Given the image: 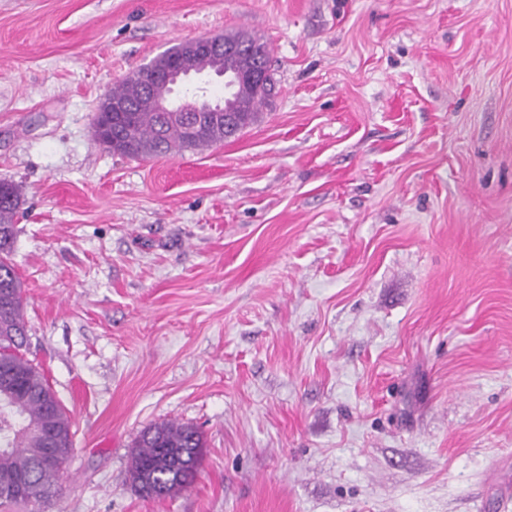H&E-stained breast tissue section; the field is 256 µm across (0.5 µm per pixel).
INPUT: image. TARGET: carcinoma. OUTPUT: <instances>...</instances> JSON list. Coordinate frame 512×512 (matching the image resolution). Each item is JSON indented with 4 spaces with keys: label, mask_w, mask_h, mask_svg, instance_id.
Wrapping results in <instances>:
<instances>
[{
    "label": "carcinoma",
    "mask_w": 512,
    "mask_h": 512,
    "mask_svg": "<svg viewBox=\"0 0 512 512\" xmlns=\"http://www.w3.org/2000/svg\"><path fill=\"white\" fill-rule=\"evenodd\" d=\"M236 48L227 58L212 52L200 58V68L221 72L227 68L248 75L266 69L264 82L242 81L233 96L234 112H159V98L170 89L157 85L155 75L168 70L181 45L158 54L144 66L148 75L127 78L110 89L106 100L126 107L124 112H99L95 125L104 135L94 137L103 149L132 159L165 157L182 151H206L224 144L256 124L260 108L275 94L277 81L270 49L247 31L221 36ZM23 197L21 185L0 178V289L9 290V302L0 300V366L10 370L8 388H0V485L24 486L27 494L12 496L0 489V504L27 502L41 505L60 494L59 466L44 464L43 424L50 420L57 454L64 464L74 451L72 421L40 367L29 359L25 322V291L11 261L15 217ZM205 442L193 426L166 423L147 429L131 456L130 479L135 491L154 501L172 498L190 486L203 460Z\"/></svg>",
    "instance_id": "carcinoma-1"
}]
</instances>
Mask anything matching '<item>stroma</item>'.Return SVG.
I'll use <instances>...</instances> for the list:
<instances>
[{"label":"stroma","mask_w":512,"mask_h":512,"mask_svg":"<svg viewBox=\"0 0 512 512\" xmlns=\"http://www.w3.org/2000/svg\"><path fill=\"white\" fill-rule=\"evenodd\" d=\"M263 37L224 145L127 159L113 84ZM27 355L74 452L44 512H512V0H0ZM204 436L152 501L134 445ZM204 447L202 433L193 426L172 422L147 429L131 456L132 486L140 496L154 501L174 497L195 480Z\"/></svg>","instance_id":"35a3bbf8"}]
</instances>
